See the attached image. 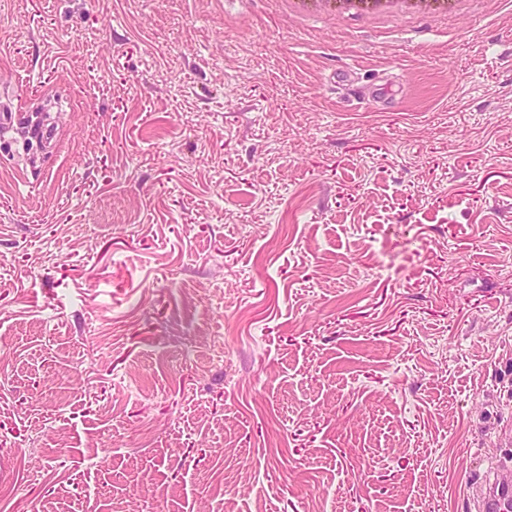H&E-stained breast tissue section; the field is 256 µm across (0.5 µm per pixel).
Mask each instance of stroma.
<instances>
[{"mask_svg":"<svg viewBox=\"0 0 512 512\" xmlns=\"http://www.w3.org/2000/svg\"><path fill=\"white\" fill-rule=\"evenodd\" d=\"M0 512H475L512 460V0H0Z\"/></svg>","mask_w":512,"mask_h":512,"instance_id":"1","label":"stroma"}]
</instances>
